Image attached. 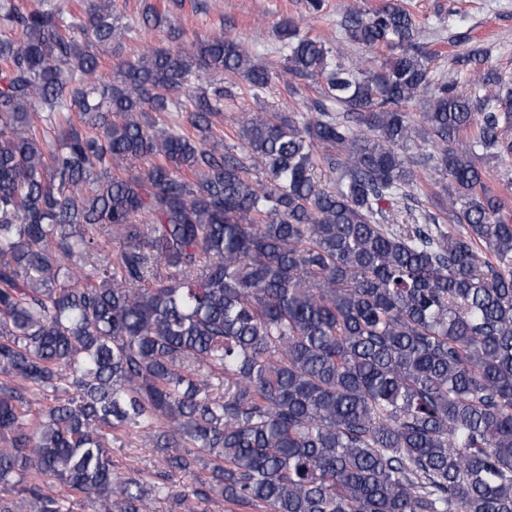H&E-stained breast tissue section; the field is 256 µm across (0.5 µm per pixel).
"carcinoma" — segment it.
I'll use <instances>...</instances> for the list:
<instances>
[{"mask_svg":"<svg viewBox=\"0 0 512 512\" xmlns=\"http://www.w3.org/2000/svg\"><path fill=\"white\" fill-rule=\"evenodd\" d=\"M119 20L0 0V512H69L57 484L149 512L176 477L181 512H512V208L475 161L512 158V88L478 49L433 81L395 4L337 45L287 19L285 90L316 96L241 117L253 180L214 75L260 91L266 61L221 31L105 80ZM131 434L159 470H115Z\"/></svg>","mask_w":512,"mask_h":512,"instance_id":"carcinoma-1","label":"carcinoma"}]
</instances>
